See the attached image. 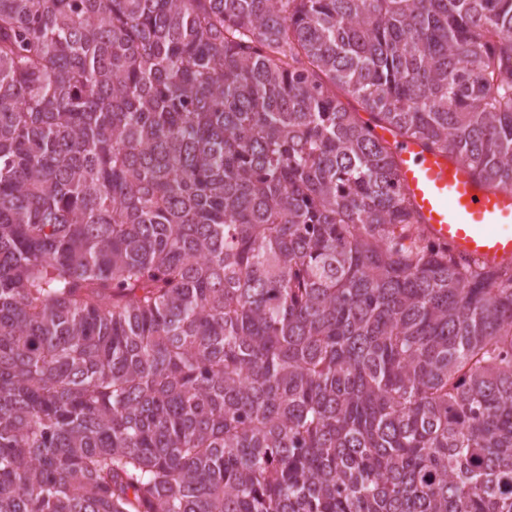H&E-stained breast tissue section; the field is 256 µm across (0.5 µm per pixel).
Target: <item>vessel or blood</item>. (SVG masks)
<instances>
[{
	"instance_id": "1",
	"label": "vessel or blood",
	"mask_w": 512,
	"mask_h": 512,
	"mask_svg": "<svg viewBox=\"0 0 512 512\" xmlns=\"http://www.w3.org/2000/svg\"><path fill=\"white\" fill-rule=\"evenodd\" d=\"M377 134L394 147L401 184L433 236L491 265L512 259V187L489 188L457 156L427 151L389 128Z\"/></svg>"
}]
</instances>
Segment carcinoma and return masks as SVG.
Segmentation results:
<instances>
[{"label":"carcinoma","instance_id":"cac0c4a2","mask_svg":"<svg viewBox=\"0 0 512 512\" xmlns=\"http://www.w3.org/2000/svg\"><path fill=\"white\" fill-rule=\"evenodd\" d=\"M512 0H0V512H512ZM377 135L395 148L401 184L433 236L490 265L512 259V187L488 188L457 156L427 151L389 128Z\"/></svg>","mask_w":512,"mask_h":512}]
</instances>
